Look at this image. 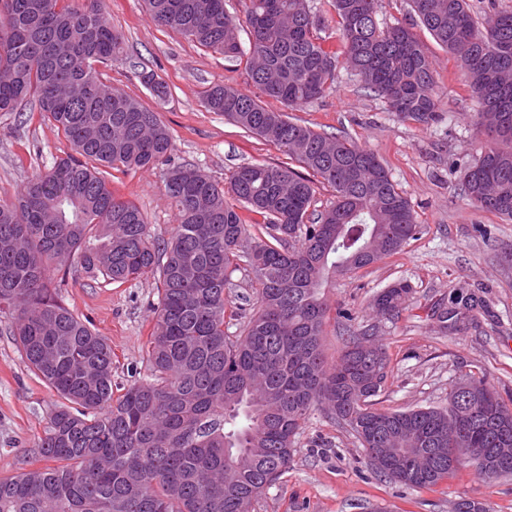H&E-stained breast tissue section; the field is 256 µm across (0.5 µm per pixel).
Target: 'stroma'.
<instances>
[{"instance_id": "35a3bbf8", "label": "stroma", "mask_w": 512, "mask_h": 512, "mask_svg": "<svg viewBox=\"0 0 512 512\" xmlns=\"http://www.w3.org/2000/svg\"><path fill=\"white\" fill-rule=\"evenodd\" d=\"M102 10L125 36L120 60L103 68V77L157 112L172 137V164L200 169L220 183L243 164H288L275 145L203 105L205 91L220 82L257 95L245 60L227 61L157 26L143 0H103ZM379 19L411 28L432 59L441 93L440 122L422 125L390 112L343 65L333 90L321 99L290 110L272 99L265 102L272 111H288L302 124L347 137L373 152L423 226L420 238L398 254L329 285L331 303L353 319L327 321L326 352L337 358L350 332L374 321L389 358L388 377L375 400L381 410L447 406L451 385L474 372L485 375L503 399H511L512 221L475 207L462 187L466 167L484 146L474 129L476 101L457 60L414 23L407 0H380ZM143 70L155 71L165 81V99H155L140 83L137 74ZM70 151L69 143L42 123L38 113L26 107L0 112V202L12 201L22 183L49 171ZM166 176L167 167L159 165L116 170L110 179L113 190L139 206L161 239L170 238L176 225L164 192ZM397 280L413 288L407 309L395 319L372 320L373 295ZM456 288L482 297L485 307L468 329L447 334L439 312ZM251 292L248 277L234 272L224 290L228 334H240L248 321L252 309L241 298ZM58 295L111 346L113 387L149 375L145 347L155 325L154 279L118 286L72 269ZM57 400L56 392L29 369L12 336L10 317L0 313V479L35 463L34 447ZM463 497L482 502L488 512H512V480H485L467 466L431 488L403 486L376 476L354 437L316 412L296 438L290 469L252 503L250 512H453Z\"/></svg>"}]
</instances>
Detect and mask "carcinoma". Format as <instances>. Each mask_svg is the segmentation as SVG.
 <instances>
[{
  "label": "carcinoma",
  "instance_id": "1",
  "mask_svg": "<svg viewBox=\"0 0 512 512\" xmlns=\"http://www.w3.org/2000/svg\"><path fill=\"white\" fill-rule=\"evenodd\" d=\"M101 0H0V112L31 103L73 154L0 203V311L35 375L60 402L36 444L51 466L0 479V512H249L288 472L296 437L314 411L346 428L379 477L430 488L475 466L481 478L512 477V409L484 377L453 385L446 407L373 408L387 377L386 352L366 325L328 360L323 327L328 279L350 277L401 251L421 231L405 195L372 152L329 137L224 84L203 102L272 143L336 192L309 211L314 183L278 164L237 168L224 187L172 167L165 192L176 207L172 238L159 240L141 210L115 195L106 169L171 161L172 137L141 99L110 89L98 64L119 59L123 34ZM154 22L233 62L247 56L260 93L287 107L326 95L344 58L389 110L420 124L439 119L433 65L404 26L380 27L378 0H333L343 50L325 45L308 0H245L244 49L224 0H145ZM413 16L460 63L489 143L465 170L479 209L512 219V11L484 21L467 0H409ZM141 83L162 100L153 71ZM263 218L259 230L239 214ZM77 266L109 284L157 280L151 375L115 394L112 348L51 288ZM252 275L254 314L224 333V288ZM406 282L378 291L371 309H406ZM484 308L449 295L441 317L458 329ZM483 448L481 465L463 449Z\"/></svg>",
  "mask_w": 512,
  "mask_h": 512
}]
</instances>
